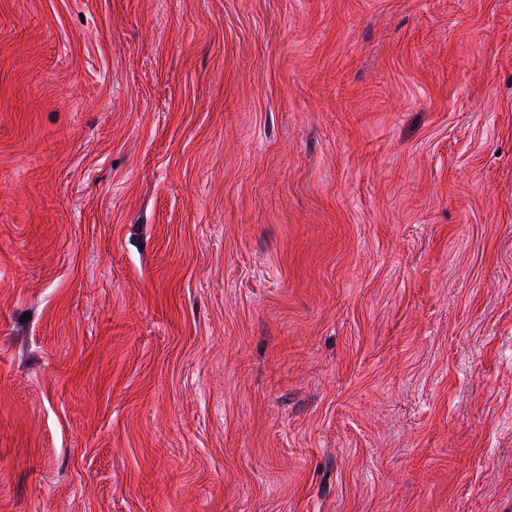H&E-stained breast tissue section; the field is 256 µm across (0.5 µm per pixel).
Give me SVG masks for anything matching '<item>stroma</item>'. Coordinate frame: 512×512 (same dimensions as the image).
Returning <instances> with one entry per match:
<instances>
[{"mask_svg": "<svg viewBox=\"0 0 512 512\" xmlns=\"http://www.w3.org/2000/svg\"><path fill=\"white\" fill-rule=\"evenodd\" d=\"M0 512H512V0H0Z\"/></svg>", "mask_w": 512, "mask_h": 512, "instance_id": "1", "label": "stroma"}]
</instances>
